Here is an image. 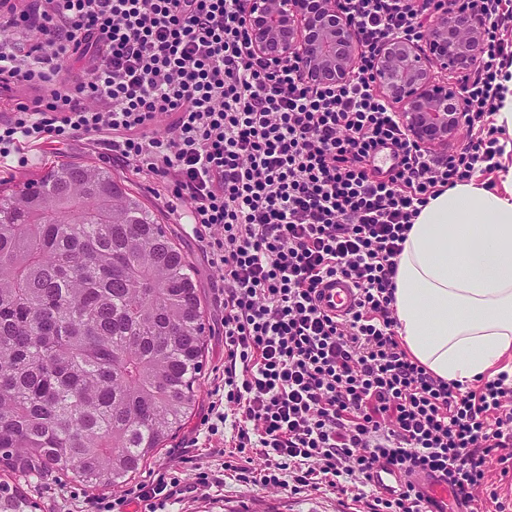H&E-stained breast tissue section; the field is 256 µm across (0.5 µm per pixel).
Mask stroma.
<instances>
[{
	"label": "stroma",
	"instance_id": "1",
	"mask_svg": "<svg viewBox=\"0 0 512 512\" xmlns=\"http://www.w3.org/2000/svg\"><path fill=\"white\" fill-rule=\"evenodd\" d=\"M25 155L26 164L0 168V188L8 190L14 184L39 177L53 164L81 161L97 163L114 174L127 177L133 189L143 196L145 203L160 212L163 224L175 235L177 243L195 268L205 325L203 368L196 404L190 417L175 434L149 457L140 473L132 476V484L149 481L156 473L164 470L176 476L181 484H189L194 480L197 467L203 465L219 472L220 480L175 496L168 505L169 512H358V502L328 491L311 488L284 491L242 482L234 472L221 469V437H213L209 442L198 439L197 427L208 413L211 392L217 383V370L224 363V331L218 302L223 283L219 272L208 263L189 224L179 222L177 216L169 211L165 199L159 198L156 186L133 174L129 166L102 155L84 140L47 143L27 149ZM24 486L29 496L37 502V512H96V500L117 499L126 494L122 487L115 489L100 485L89 488L69 478L54 475L27 480Z\"/></svg>",
	"mask_w": 512,
	"mask_h": 512
}]
</instances>
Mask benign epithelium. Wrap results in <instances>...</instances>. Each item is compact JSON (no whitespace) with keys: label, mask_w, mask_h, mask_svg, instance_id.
I'll return each instance as SVG.
<instances>
[{"label":"benign epithelium","mask_w":512,"mask_h":512,"mask_svg":"<svg viewBox=\"0 0 512 512\" xmlns=\"http://www.w3.org/2000/svg\"><path fill=\"white\" fill-rule=\"evenodd\" d=\"M489 21L458 0H442L420 40L394 37L377 54L378 93L397 108L410 139L448 146L464 125L463 90L479 63ZM251 48L273 66L297 62L312 85L346 81L358 55L340 0H251Z\"/></svg>","instance_id":"7a95c632"}]
</instances>
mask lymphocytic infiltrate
<instances>
[{"instance_id":"lymphocytic-infiltrate-1","label":"lymphocytic infiltrate","mask_w":512,"mask_h":512,"mask_svg":"<svg viewBox=\"0 0 512 512\" xmlns=\"http://www.w3.org/2000/svg\"><path fill=\"white\" fill-rule=\"evenodd\" d=\"M432 3L341 0L352 75L312 86L252 51L248 0H0V91L18 93L0 163L86 139L188 205L224 284V370L199 432L230 427L226 470L283 490L362 487L366 512H430L412 480L424 473L458 505L512 512L487 467L493 454L512 474V373L466 391L398 338L407 235L431 197L498 168L492 116L512 66V0H468L490 24L464 90L466 139L444 155L416 145L375 89V60L392 37L421 39ZM335 277L357 290L342 319L318 303ZM381 469L404 479L375 489Z\"/></svg>"}]
</instances>
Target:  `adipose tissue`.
Here are the masks:
<instances>
[{
    "label": "adipose tissue",
    "instance_id": "obj_1",
    "mask_svg": "<svg viewBox=\"0 0 512 512\" xmlns=\"http://www.w3.org/2000/svg\"><path fill=\"white\" fill-rule=\"evenodd\" d=\"M496 123L497 185L457 183L422 207L398 259L399 334L421 364L465 383L512 355V76Z\"/></svg>",
    "mask_w": 512,
    "mask_h": 512
}]
</instances>
